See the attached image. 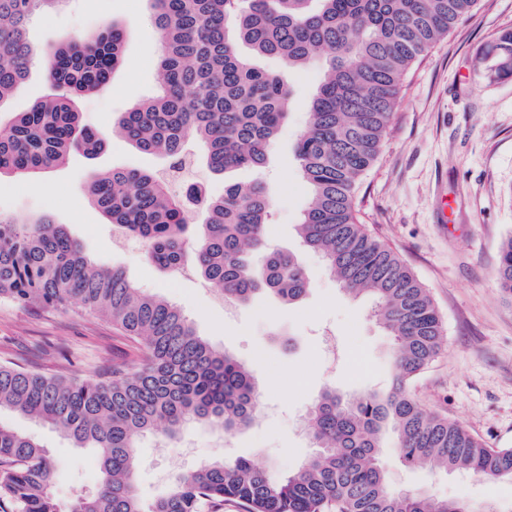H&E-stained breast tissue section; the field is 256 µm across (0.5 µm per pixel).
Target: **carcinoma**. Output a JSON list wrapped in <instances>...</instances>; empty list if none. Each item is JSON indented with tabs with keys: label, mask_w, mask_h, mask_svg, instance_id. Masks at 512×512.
Instances as JSON below:
<instances>
[{
	"label": "carcinoma",
	"mask_w": 512,
	"mask_h": 512,
	"mask_svg": "<svg viewBox=\"0 0 512 512\" xmlns=\"http://www.w3.org/2000/svg\"><path fill=\"white\" fill-rule=\"evenodd\" d=\"M68 0H0V104L36 58L29 25ZM479 0H153L162 51L160 86L117 119L119 134L163 165L94 174L90 200L150 261L173 274L189 266L224 298L261 294L292 304L307 294L308 270L291 251L269 248L272 201L261 181L224 182L204 199L207 220L189 231L181 198L164 175L195 163L202 145L221 174L264 166L291 104L285 72L323 62L308 102L309 124L294 155L309 201L298 233L352 295L373 298V317L393 337L386 391L346 398L325 391L306 428L318 452L284 480L247 461L218 460L180 473L149 505L133 483L140 437L188 422L233 434L253 420L259 396L248 369L196 331L177 305L136 288L125 273L89 257L66 225L48 216H0V300L106 320L140 345L142 364L110 379L67 380L0 363V411L41 419L99 458L101 487L69 504L52 489L53 459L28 436L0 425V504L12 512H202L231 500L244 512H474L465 500L392 490L382 467V431L417 466L512 479V448H492L458 423L422 410L411 386L443 349L444 324L414 271L360 221L355 196L377 159L414 62ZM125 32L106 24L64 44L48 60L51 92L0 129V176L34 179L104 142L80 123L77 103L120 65ZM247 47L244 53L241 47ZM497 77L512 76V29L483 51ZM275 58L271 71L257 60ZM502 290L512 295V238L500 252Z\"/></svg>",
	"instance_id": "carcinoma-1"
}]
</instances>
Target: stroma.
Segmentation results:
<instances>
[{
  "instance_id": "1",
  "label": "stroma",
  "mask_w": 512,
  "mask_h": 512,
  "mask_svg": "<svg viewBox=\"0 0 512 512\" xmlns=\"http://www.w3.org/2000/svg\"><path fill=\"white\" fill-rule=\"evenodd\" d=\"M152 13V0H72L37 18L30 39L45 52L107 22L126 28L120 67L104 88L78 103L82 124L106 148L92 158L72 156L25 185L0 180V214H47L68 225L101 265L122 268L138 288L180 307L203 338L243 363L261 387L254 422L237 433L189 423L173 441L158 431L141 437L135 488L146 504L166 494L176 474L213 460L243 459L276 479L298 471L314 452L306 414L319 395L328 388L351 396L383 391L392 377L390 338L372 316L371 298L344 293L321 257L300 248L297 226L308 194L293 149L307 125L318 66L289 73L293 104L264 168L226 177L201 162L178 187L191 223L200 224L201 198L222 194L225 179L263 180L273 204L271 246L300 250L309 271L311 288L302 302L225 301L196 274L172 275L151 265L144 245L121 240L91 204V171L150 163L112 125L158 88L161 44ZM510 28L512 0H480L411 67L380 155L355 197L363 224L412 268L444 322L443 351L414 382V398L494 448H512V296L496 275L500 246L512 236V78H487L480 55L497 32ZM9 357L35 372L83 380L108 378L113 366L137 364L141 353L101 319L0 302V360ZM0 424L34 439L56 461L53 488L61 502L95 491L94 452L11 411L0 412ZM383 446L391 488L464 499L478 512L488 506L512 512V480L407 465L389 431Z\"/></svg>"
}]
</instances>
